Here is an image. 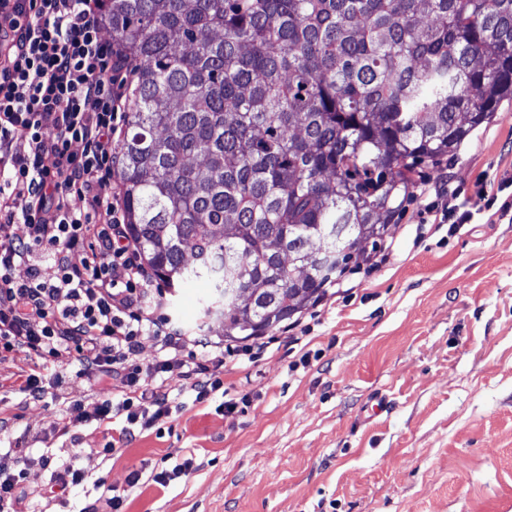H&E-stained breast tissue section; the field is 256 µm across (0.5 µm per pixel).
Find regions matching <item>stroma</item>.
Masks as SVG:
<instances>
[{
	"instance_id": "35a3bbf8",
	"label": "stroma",
	"mask_w": 512,
	"mask_h": 512,
	"mask_svg": "<svg viewBox=\"0 0 512 512\" xmlns=\"http://www.w3.org/2000/svg\"><path fill=\"white\" fill-rule=\"evenodd\" d=\"M439 172L473 221L453 232L422 223L428 199L410 187L390 259L346 273L262 336L257 356H228L222 325L202 324L206 280L162 296L161 312L194 336L185 359L223 361V388L196 403L180 368L152 369L161 343L143 337L139 387L168 379L176 406L133 442L124 417L90 419L125 393L120 380L92 382L68 357L0 353V461L27 453L24 512H103L114 495L123 512H512V209H486L478 194L512 202V100L421 176ZM33 370L64 382L27 400L19 378ZM78 411L88 421L54 431ZM188 456V473L153 481ZM67 469L83 482L53 496Z\"/></svg>"
}]
</instances>
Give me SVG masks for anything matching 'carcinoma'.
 Wrapping results in <instances>:
<instances>
[{
    "mask_svg": "<svg viewBox=\"0 0 512 512\" xmlns=\"http://www.w3.org/2000/svg\"><path fill=\"white\" fill-rule=\"evenodd\" d=\"M101 2L129 232L170 296L207 278L227 340L318 302L366 255L308 242L377 248L414 167L512 99V0Z\"/></svg>",
    "mask_w": 512,
    "mask_h": 512,
    "instance_id": "cac0c4a2",
    "label": "carcinoma"
}]
</instances>
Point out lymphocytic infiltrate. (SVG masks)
I'll list each match as a JSON object with an SVG mask.
<instances>
[{"instance_id":"1","label":"lymphocytic infiltrate","mask_w":512,"mask_h":512,"mask_svg":"<svg viewBox=\"0 0 512 512\" xmlns=\"http://www.w3.org/2000/svg\"><path fill=\"white\" fill-rule=\"evenodd\" d=\"M0 48V349L67 354L81 374L122 379L126 393L93 419L125 416L134 439L171 401L168 385L138 387L142 337L160 338L153 369L180 367L196 402L222 381L218 366L185 359L184 332L156 315V279L112 190L133 69L102 36L100 0H0Z\"/></svg>"}]
</instances>
